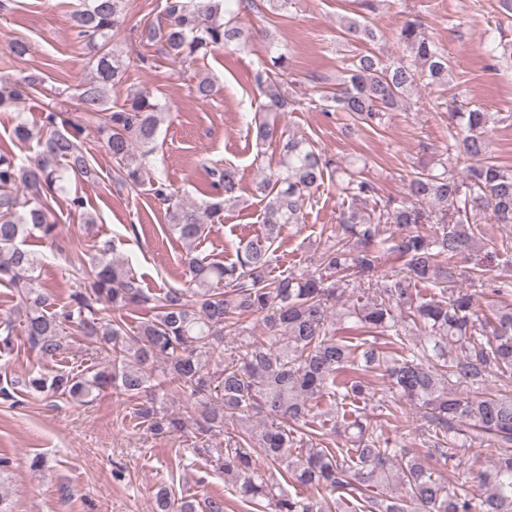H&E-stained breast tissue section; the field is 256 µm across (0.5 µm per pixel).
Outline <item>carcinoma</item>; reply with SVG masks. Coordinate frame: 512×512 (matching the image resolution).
Here are the masks:
<instances>
[{
  "label": "carcinoma",
  "instance_id": "1",
  "mask_svg": "<svg viewBox=\"0 0 512 512\" xmlns=\"http://www.w3.org/2000/svg\"><path fill=\"white\" fill-rule=\"evenodd\" d=\"M125 2L78 0L72 30L87 50L91 73L69 95L73 117L47 112L40 149L22 162L0 152V286L15 290L24 313L19 324L0 321V354L13 351L20 332L43 359L64 354L69 336L101 356L78 373H29L18 384L78 403L110 390L135 400V420L155 434L185 428L181 417L162 411L165 391L189 394L197 434L223 427L228 416L237 420L238 435L203 453L224 471L232 495L264 512H335L350 498L356 501L352 512H512V280L491 277L483 263L471 261L483 248L481 221L512 224V170L493 160L488 146L500 113L449 98L455 161L441 158L410 173L403 198L382 200L366 165L348 164L286 133L284 116L302 102L282 89L288 58L280 53L271 58L276 78L266 69L253 76L265 101L248 125L258 148H278L276 165L256 187L265 201L263 240L239 241L230 261L203 256L197 248L224 220V204L235 200L238 170L229 164L212 169L216 201L202 208L174 200L163 180L151 178L147 154L137 146L155 141L164 106L143 91L117 109L107 106L109 89L122 83L128 67L112 46ZM162 13L140 30L139 42L158 44L184 62L207 48L250 39L225 17L222 0H165ZM343 34L376 39L367 19H348ZM398 36L407 54L355 56L336 91L310 100L309 107L372 126L399 108L418 81L448 83L451 61L418 16H407ZM486 55L512 59V43L493 39ZM42 84L32 76L1 79L0 109L26 100ZM90 135L116 164L119 186L138 193L147 185L168 205L167 229L187 247L185 287L146 291L116 244L106 243L93 262L77 253L69 258L81 283L56 309L40 279L42 261L27 242L49 240L62 251L53 203L71 179L97 176L82 140ZM333 178L348 206L326 228L317 267L276 273L283 227L303 223L308 203ZM462 279L495 299L492 316H480L474 294L456 287ZM372 282L376 295L336 311L349 287ZM422 286L438 289L439 297L422 295ZM249 316L268 340L250 339ZM230 336L237 345L228 348ZM213 357L223 359L217 372L207 370ZM158 362L166 367L160 379ZM373 377L381 380L376 390ZM372 402L395 419L404 416V405L417 406L428 422L427 454L377 432L353 412L333 426L344 444L333 448L324 441L315 409ZM303 442L315 446L301 451ZM473 447L494 452L490 465L473 472L485 488L480 498L433 477L427 464L433 457L456 470L460 450ZM261 460L278 475L263 477ZM284 481L323 488L335 498L291 493ZM395 487L402 496L386 494ZM156 501L158 512H224L220 497L175 499L164 487Z\"/></svg>",
  "mask_w": 512,
  "mask_h": 512
}]
</instances>
